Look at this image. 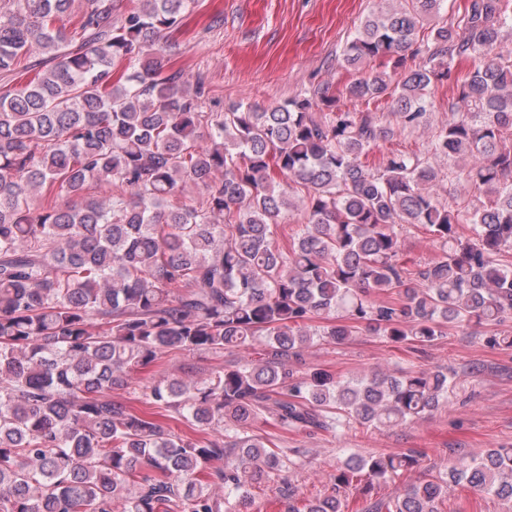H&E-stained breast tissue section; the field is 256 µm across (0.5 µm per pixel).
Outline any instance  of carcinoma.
Here are the masks:
<instances>
[{"label":"carcinoma","instance_id":"cac0c4a2","mask_svg":"<svg viewBox=\"0 0 512 512\" xmlns=\"http://www.w3.org/2000/svg\"><path fill=\"white\" fill-rule=\"evenodd\" d=\"M116 2L84 0L69 33L75 0H0V512H243L248 487L283 464L248 433L258 417L285 432L343 417L395 427L454 394L425 368L300 376L314 338L362 326L426 346L512 319V52L499 40L512 0H466L419 44L444 0H379L342 48L354 78L340 94L319 82L224 113L203 111L205 82L163 52L196 0H129L119 18ZM445 82L453 117L427 152L464 162L456 178L486 197L464 207L440 200L439 171L416 154L368 162L393 134L376 110L416 129ZM286 214L302 229L285 250ZM406 224L429 232L434 260L402 259ZM172 351L259 358L155 379L148 412L112 399ZM418 463L414 451L352 457L328 495L285 489L286 512H345L349 491ZM458 485L512 502V448L368 512H441Z\"/></svg>","mask_w":512,"mask_h":512}]
</instances>
